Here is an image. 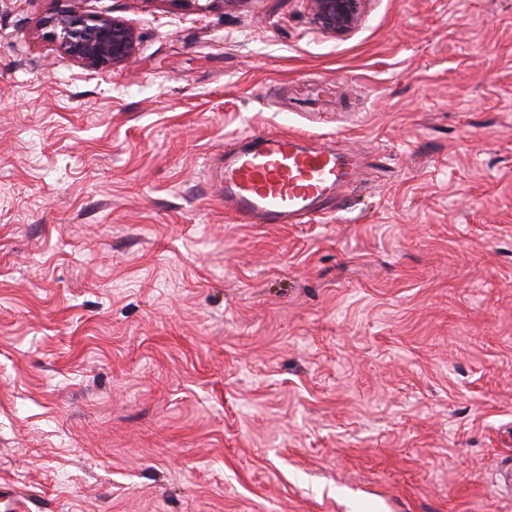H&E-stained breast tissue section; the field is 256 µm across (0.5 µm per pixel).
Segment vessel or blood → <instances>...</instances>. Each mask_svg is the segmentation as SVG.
I'll use <instances>...</instances> for the list:
<instances>
[{
  "label": "vessel or blood",
  "mask_w": 512,
  "mask_h": 512,
  "mask_svg": "<svg viewBox=\"0 0 512 512\" xmlns=\"http://www.w3.org/2000/svg\"><path fill=\"white\" fill-rule=\"evenodd\" d=\"M358 152L310 147L284 132L234 138L214 179L224 212L242 224H308L355 182Z\"/></svg>",
  "instance_id": "b4317fda"
}]
</instances>
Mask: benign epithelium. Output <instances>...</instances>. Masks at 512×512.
<instances>
[{
    "label": "benign epithelium",
    "instance_id": "obj_1",
    "mask_svg": "<svg viewBox=\"0 0 512 512\" xmlns=\"http://www.w3.org/2000/svg\"><path fill=\"white\" fill-rule=\"evenodd\" d=\"M317 23L341 33L357 22L363 0H311ZM47 26L71 58L101 69L130 62L136 51L133 29L124 21L70 9L52 17Z\"/></svg>",
    "mask_w": 512,
    "mask_h": 512
}]
</instances>
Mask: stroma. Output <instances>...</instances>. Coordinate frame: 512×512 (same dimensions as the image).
I'll use <instances>...</instances> for the list:
<instances>
[{"instance_id": "35a3bbf8", "label": "stroma", "mask_w": 512, "mask_h": 512, "mask_svg": "<svg viewBox=\"0 0 512 512\" xmlns=\"http://www.w3.org/2000/svg\"><path fill=\"white\" fill-rule=\"evenodd\" d=\"M123 20L98 69L43 22ZM356 150L239 224L227 139ZM512 0H0V489L27 512H512ZM364 0H311L317 23L325 30L341 33L357 22Z\"/></svg>"}]
</instances>
